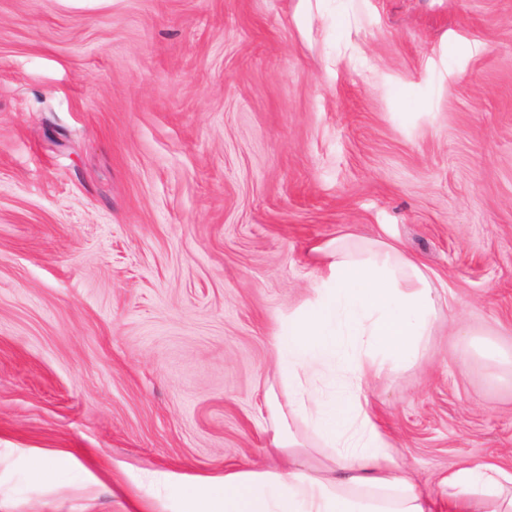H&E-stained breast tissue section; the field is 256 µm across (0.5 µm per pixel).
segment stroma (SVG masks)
Masks as SVG:
<instances>
[{
  "instance_id": "obj_1",
  "label": "stroma",
  "mask_w": 512,
  "mask_h": 512,
  "mask_svg": "<svg viewBox=\"0 0 512 512\" xmlns=\"http://www.w3.org/2000/svg\"><path fill=\"white\" fill-rule=\"evenodd\" d=\"M340 237L441 297L359 391L410 478L512 466V0H0V512L287 465L276 337ZM270 406H272L274 420L276 422L270 445L272 448L283 451L288 449V458H291L298 453L297 448L300 447L298 446L299 443L292 433L287 421V413L284 410V406L278 401L276 396L274 397V402L270 404ZM73 467V458L68 454H58L53 457L36 454L31 457L30 468L39 479L59 483V477L68 473Z\"/></svg>"
}]
</instances>
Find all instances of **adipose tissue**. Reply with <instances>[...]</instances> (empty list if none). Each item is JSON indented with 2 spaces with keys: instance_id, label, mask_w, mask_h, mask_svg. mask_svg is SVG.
<instances>
[{
  "instance_id": "1",
  "label": "adipose tissue",
  "mask_w": 512,
  "mask_h": 512,
  "mask_svg": "<svg viewBox=\"0 0 512 512\" xmlns=\"http://www.w3.org/2000/svg\"><path fill=\"white\" fill-rule=\"evenodd\" d=\"M310 296L281 324L276 339L287 403L273 402L270 445L296 455L287 421L297 415L334 450L329 476L294 468L237 470L191 485L171 481L185 512H443L405 473L394 447L354 395L369 374L415 362L438 317L428 275L395 244L328 253ZM339 375L341 399L319 400L312 381L320 369ZM444 512H512V468L471 460L440 480Z\"/></svg>"
}]
</instances>
